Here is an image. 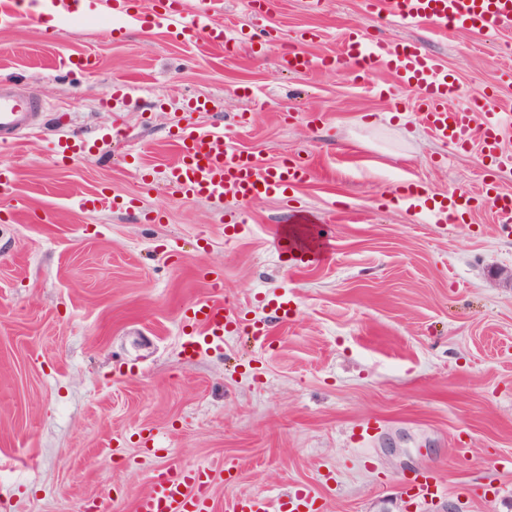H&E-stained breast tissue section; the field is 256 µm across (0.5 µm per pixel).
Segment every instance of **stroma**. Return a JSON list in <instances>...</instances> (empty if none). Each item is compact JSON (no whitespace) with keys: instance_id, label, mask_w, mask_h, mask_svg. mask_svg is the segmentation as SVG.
Here are the masks:
<instances>
[{"instance_id":"obj_1","label":"stroma","mask_w":512,"mask_h":512,"mask_svg":"<svg viewBox=\"0 0 512 512\" xmlns=\"http://www.w3.org/2000/svg\"><path fill=\"white\" fill-rule=\"evenodd\" d=\"M223 21L283 44L313 29L311 51L328 56L357 25L412 40L455 74L465 104L493 93L512 114V31L442 36L368 16L363 0H268L262 17L224 0ZM113 24L108 11L61 19L51 42L24 15L0 27V82L48 103L0 145V512H83L103 495L106 512H131L157 468L182 464L222 471L220 507L306 485L325 512H512V288L498 278L512 234L490 204L436 224L390 199L411 182L473 192L489 179L512 193V168L434 139L389 70L366 86L290 74L272 51L228 58L162 25L116 37ZM80 57L91 70L70 72ZM119 83L131 92L115 101ZM196 97L207 109H187ZM189 124L222 126L269 165L306 159L294 207L171 194L164 171ZM74 137L91 157L57 159ZM93 193L134 205L81 209ZM299 214L326 232L320 259L296 264L282 238ZM210 271L224 302L269 323L268 343L232 332L223 348L186 349L181 313L208 295ZM283 294L285 321L271 306ZM370 418L378 432L352 440ZM153 445L165 456L144 455ZM422 470L441 484L425 504L402 491Z\"/></svg>"}]
</instances>
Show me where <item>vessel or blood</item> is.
Returning a JSON list of instances; mask_svg holds the SVG:
<instances>
[{"label": "vessel or blood", "instance_id": "1", "mask_svg": "<svg viewBox=\"0 0 512 512\" xmlns=\"http://www.w3.org/2000/svg\"><path fill=\"white\" fill-rule=\"evenodd\" d=\"M370 12L385 14L397 24H425L438 32L462 29L486 36L512 31V0H367ZM96 10L98 0H38L36 7L23 8L13 0L0 11V25L10 26L17 15L27 14L32 22L41 21L46 11L72 14L75 6ZM222 0H208L205 9L185 16L181 0H163L160 9L146 10L141 0H112V11L129 24L151 25L166 22L169 37L181 44L204 42L226 48L231 39L220 21ZM313 38L300 34L281 49L278 63L282 70L307 73L316 69L349 72L366 81L378 66H385L397 77L399 86L418 94V118L430 133L448 146L467 149L478 146L483 158L512 166V156L501 145L512 119L497 112L493 99H486L480 112L454 104L458 93L455 77L413 42H393L370 38L362 27L348 29L340 54L318 57L308 46ZM42 104L34 97L16 94L0 86V139L31 128ZM175 160L164 172L169 191L187 198L220 199L231 196L240 202H253L275 195H287L307 180L310 168L305 160L289 159L274 165L259 163L240 150L220 129H182L176 139ZM406 210L428 214L435 222L451 223L472 212V195L450 192L439 196L415 183L403 186L396 196ZM182 319L192 331L186 341L191 351L223 346L224 336L241 325H249L258 339L269 330L261 321L244 322L218 295L198 300L187 308ZM215 469L208 466L163 468L154 474L149 490L139 496L133 512H216L211 487ZM406 489L421 502L437 496L440 483L436 474L421 473ZM316 496L310 487L297 488L277 500L243 495L232 500L226 512H316Z\"/></svg>", "mask_w": 512, "mask_h": 512}]
</instances>
